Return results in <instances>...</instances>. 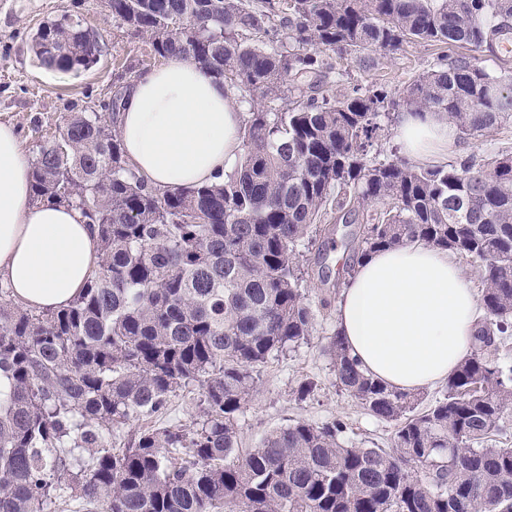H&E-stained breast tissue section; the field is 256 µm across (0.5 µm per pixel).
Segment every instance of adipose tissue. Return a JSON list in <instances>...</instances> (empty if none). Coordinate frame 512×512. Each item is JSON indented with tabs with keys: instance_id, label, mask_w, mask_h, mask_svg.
<instances>
[{
	"instance_id": "adipose-tissue-1",
	"label": "adipose tissue",
	"mask_w": 512,
	"mask_h": 512,
	"mask_svg": "<svg viewBox=\"0 0 512 512\" xmlns=\"http://www.w3.org/2000/svg\"><path fill=\"white\" fill-rule=\"evenodd\" d=\"M235 93L179 55L124 93L118 131L136 175L159 191L222 182L240 160L247 114ZM396 135L417 161L444 159L455 127L401 113ZM101 261L81 211L31 200L30 161L0 124V281L24 305L67 306ZM479 303L452 253L420 241L358 259L337 304L336 328L361 368L415 393L446 383L472 352Z\"/></svg>"
}]
</instances>
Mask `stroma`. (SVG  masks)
Returning a JSON list of instances; mask_svg holds the SVG:
<instances>
[{"label":"stroma","instance_id":"obj_1","mask_svg":"<svg viewBox=\"0 0 512 512\" xmlns=\"http://www.w3.org/2000/svg\"><path fill=\"white\" fill-rule=\"evenodd\" d=\"M76 12L86 26L102 34L98 63L69 72L42 65L31 49L33 33L43 22ZM471 53L467 45L412 44L363 65L334 52L327 90L339 97L354 87L374 85L398 95L430 71L442 55ZM161 65L144 40L116 28L102 0H0V123L15 128L25 153H32L38 141L59 134L64 113L103 111L135 75ZM493 151L512 153V123L479 137L459 136L448 157L481 160ZM355 230V225L337 224L335 245L309 251L307 295L315 313V333L307 343L278 354L260 368L258 392L239 417L240 448L255 447L269 431L295 421L320 424L334 418L346 423L347 444L391 447L394 423L373 416L339 390L322 351L336 329L338 299L353 270ZM307 379L316 383L317 390L310 399L298 400L295 391Z\"/></svg>","mask_w":512,"mask_h":512}]
</instances>
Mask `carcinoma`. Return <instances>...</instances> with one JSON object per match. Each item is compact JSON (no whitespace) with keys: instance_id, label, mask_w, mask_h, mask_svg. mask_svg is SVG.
<instances>
[{"instance_id":"cac0c4a2","label":"carcinoma","mask_w":512,"mask_h":512,"mask_svg":"<svg viewBox=\"0 0 512 512\" xmlns=\"http://www.w3.org/2000/svg\"><path fill=\"white\" fill-rule=\"evenodd\" d=\"M117 27L154 56L193 59L246 101L241 161L222 183L159 192L126 158L114 115L63 116L36 145L33 200L81 209L102 260L67 307L33 310L0 287V512H512V370L481 349L512 336V154L477 162L379 160L395 112H434L462 135L512 121V76L448 60L402 96L322 91L324 50L362 63L405 43L465 44L484 56L512 35V0H105ZM42 64L88 68L99 32L77 15L33 36ZM363 215L358 255L415 240L461 255L482 284L478 347L441 396L364 374L339 332L323 352L336 385L396 423L390 448L347 446L340 419L296 421L239 450L238 417L257 370L309 340L314 313L302 247L328 219ZM196 387L198 415L134 419ZM88 451L82 463L75 451Z\"/></svg>"}]
</instances>
